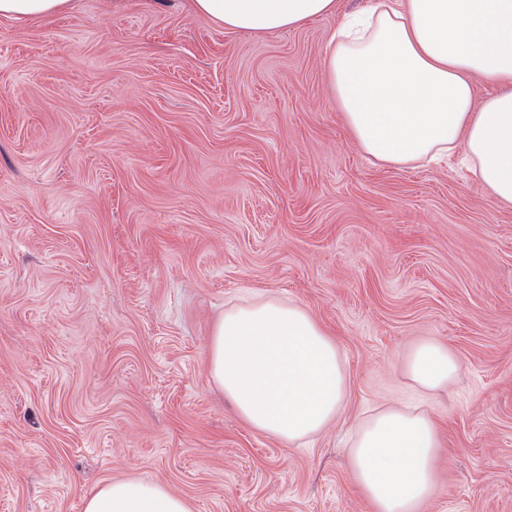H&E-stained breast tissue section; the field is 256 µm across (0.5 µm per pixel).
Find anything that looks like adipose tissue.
<instances>
[{"label":"adipose tissue","instance_id":"ef3b65f1","mask_svg":"<svg viewBox=\"0 0 512 512\" xmlns=\"http://www.w3.org/2000/svg\"><path fill=\"white\" fill-rule=\"evenodd\" d=\"M194 0L228 31L295 29L333 15L323 68L345 122L373 158L407 166L460 153L491 200L512 205V0ZM72 0H0L17 22L70 10ZM490 89L474 102V84ZM459 369L441 344L417 343L406 360L413 387L433 396ZM214 384L254 431L290 443L336 417L347 386L332 335L302 307L263 300L225 310L209 346ZM441 433L416 407L359 422L351 457L374 512H421L436 483ZM84 512H192L188 500L148 481H107Z\"/></svg>","mask_w":512,"mask_h":512}]
</instances>
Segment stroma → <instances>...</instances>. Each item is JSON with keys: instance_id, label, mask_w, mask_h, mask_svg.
I'll return each instance as SVG.
<instances>
[{"instance_id": "1", "label": "stroma", "mask_w": 512, "mask_h": 512, "mask_svg": "<svg viewBox=\"0 0 512 512\" xmlns=\"http://www.w3.org/2000/svg\"><path fill=\"white\" fill-rule=\"evenodd\" d=\"M335 25L227 31L190 0L0 18V512H82L115 479L193 512H373L350 435L392 404L444 435L421 512H512V207L456 158L355 143ZM269 298L344 363L307 444L251 430L210 378L216 321ZM426 339L461 364L435 398L405 375Z\"/></svg>"}]
</instances>
